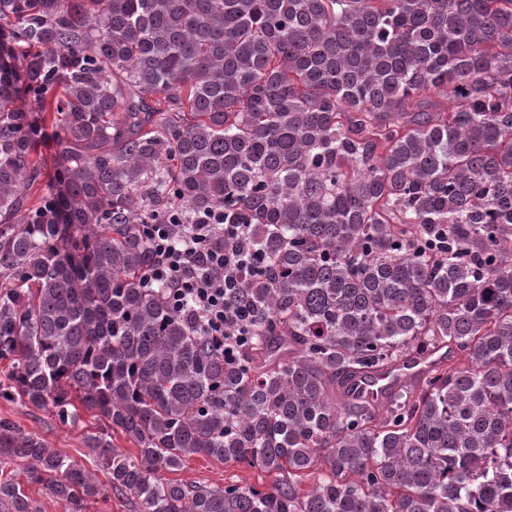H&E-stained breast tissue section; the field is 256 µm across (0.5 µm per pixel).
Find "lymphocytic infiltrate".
I'll return each instance as SVG.
<instances>
[{"label": "lymphocytic infiltrate", "instance_id": "lymphocytic-infiltrate-1", "mask_svg": "<svg viewBox=\"0 0 512 512\" xmlns=\"http://www.w3.org/2000/svg\"><path fill=\"white\" fill-rule=\"evenodd\" d=\"M239 240L236 225L225 223L220 213L185 236L175 235L169 224L153 227V279L168 287L175 306H192L197 329L226 354L233 353L235 346L225 333L239 320L238 313L224 303L245 267Z\"/></svg>", "mask_w": 512, "mask_h": 512}]
</instances>
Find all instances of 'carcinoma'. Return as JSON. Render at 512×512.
<instances>
[{
  "label": "carcinoma",
  "instance_id": "1",
  "mask_svg": "<svg viewBox=\"0 0 512 512\" xmlns=\"http://www.w3.org/2000/svg\"><path fill=\"white\" fill-rule=\"evenodd\" d=\"M213 211L258 253L232 359L147 284L150 225ZM0 275V395L99 424L137 512H512V0H0ZM194 455L282 478H164ZM15 460L101 494L0 421ZM59 146L56 138L47 131V135H39L36 141L37 158L42 161L44 180L47 181L53 177L56 169V158L58 156ZM444 354L429 356L425 358H415L407 360L397 365L390 374H383L372 380L366 381L361 385L363 391L370 397L381 398L382 393L390 386L396 385L410 379H418L425 376L433 367L439 364Z\"/></svg>",
  "mask_w": 512,
  "mask_h": 512
}]
</instances>
